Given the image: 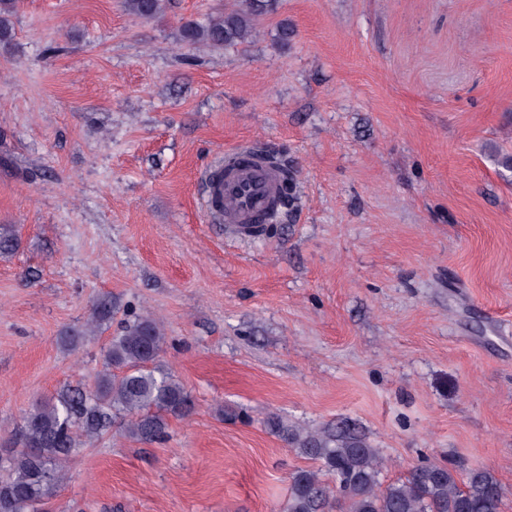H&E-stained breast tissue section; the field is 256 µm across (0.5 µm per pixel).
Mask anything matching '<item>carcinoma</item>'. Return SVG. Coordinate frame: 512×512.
Wrapping results in <instances>:
<instances>
[{
  "instance_id": "carcinoma-1",
  "label": "carcinoma",
  "mask_w": 512,
  "mask_h": 512,
  "mask_svg": "<svg viewBox=\"0 0 512 512\" xmlns=\"http://www.w3.org/2000/svg\"><path fill=\"white\" fill-rule=\"evenodd\" d=\"M124 7L135 17L152 19L164 13L166 0H124ZM14 8V0H0V46L5 49L13 39L9 16ZM274 9L275 0H233L202 20H185L179 41L213 48L245 43L259 16ZM285 174L288 190L281 205L291 209L298 200L297 170L290 165ZM18 246L17 231L1 224L0 254ZM116 308L110 299H99L84 327L61 337L63 345L79 347ZM165 344L158 320L140 316L127 321L109 343L94 389H69L25 413L16 433L20 447L0 456V512H46L66 476L62 463L78 451L82 439L116 426L143 441L161 442L168 436L169 417L194 414L189 392L157 364ZM266 425L298 454L318 463L316 469L293 473L283 512H501L503 487L486 468H474L460 481L453 468L426 460L383 488L379 451L355 431L292 429L277 416Z\"/></svg>"
}]
</instances>
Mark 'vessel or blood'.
Segmentation results:
<instances>
[{
  "mask_svg": "<svg viewBox=\"0 0 512 512\" xmlns=\"http://www.w3.org/2000/svg\"><path fill=\"white\" fill-rule=\"evenodd\" d=\"M204 208L240 240L250 239L258 223L275 208L282 171L264 156L240 147L201 175Z\"/></svg>",
  "mask_w": 512,
  "mask_h": 512,
  "instance_id": "vessel-or-blood-1",
  "label": "vessel or blood"
}]
</instances>
